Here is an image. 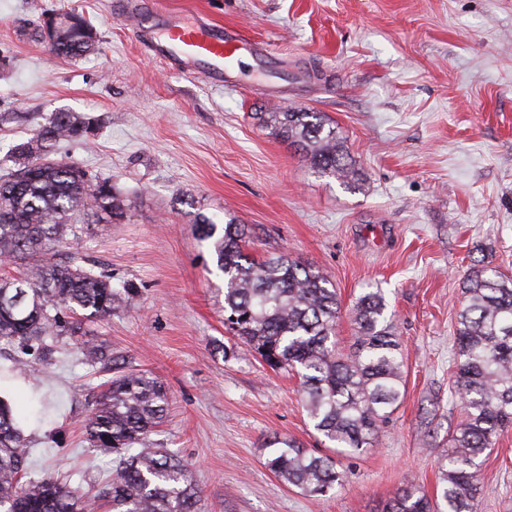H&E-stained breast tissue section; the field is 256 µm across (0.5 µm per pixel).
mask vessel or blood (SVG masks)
I'll return each mask as SVG.
<instances>
[{
  "label": "vessel or blood",
  "mask_w": 512,
  "mask_h": 512,
  "mask_svg": "<svg viewBox=\"0 0 512 512\" xmlns=\"http://www.w3.org/2000/svg\"><path fill=\"white\" fill-rule=\"evenodd\" d=\"M158 21L166 50L204 71L214 86L234 88L248 81L243 54H250L255 65L266 63L263 53L236 31L196 18L174 21L166 14Z\"/></svg>",
  "instance_id": "b4317fda"
}]
</instances>
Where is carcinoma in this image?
Here are the masks:
<instances>
[{
    "label": "carcinoma",
    "mask_w": 512,
    "mask_h": 512,
    "mask_svg": "<svg viewBox=\"0 0 512 512\" xmlns=\"http://www.w3.org/2000/svg\"><path fill=\"white\" fill-rule=\"evenodd\" d=\"M95 43L93 36H78L55 54L80 58ZM256 119L299 149L313 173L360 187L361 173L343 137L322 113L273 108ZM89 132V117L54 112L15 145L16 167L0 176V255L28 261L20 275L0 277V340L25 351L36 347L45 356L55 352L52 340L85 321L112 316L136 297L131 289L115 292L109 277L86 268L82 257L56 260L74 212L112 221L128 210L110 181L55 158L62 144L84 143ZM195 231L212 241L224 278L228 329L271 369L298 375L307 415L325 440L349 455L370 449L405 396L400 338L382 293L368 291L357 299L355 336L344 350L336 336L341 302L322 272L286 253L256 260L245 251L246 226L233 218L219 224L201 215ZM465 294L455 327L460 360L454 380L465 416L441 464L442 503L409 482L383 512H477L479 461L512 425V278L476 268L466 277ZM79 352L87 364L111 360L97 341L82 342ZM167 407L166 389L149 371L119 370L102 385L84 435L89 447L116 455L115 469L94 498L84 499L51 475L26 478L29 441L0 399V512H202L201 490L183 459L165 448H132L163 423ZM269 446L267 467L310 496L324 497L345 480L330 456H315L286 439Z\"/></svg>",
    "instance_id": "1"
}]
</instances>
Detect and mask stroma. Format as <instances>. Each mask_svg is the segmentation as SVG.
I'll list each match as a JSON object with an SVG mask.
<instances>
[{
	"label": "stroma",
	"instance_id": "1",
	"mask_svg": "<svg viewBox=\"0 0 512 512\" xmlns=\"http://www.w3.org/2000/svg\"><path fill=\"white\" fill-rule=\"evenodd\" d=\"M0 0V175L13 145L54 112L97 119L87 143L62 157L106 177L127 197L125 218L78 231L63 245L92 259L113 288L138 300L49 360L14 371L0 340V398L32 454L81 495L112 476L111 454L85 451L82 425L108 365L76 346L106 342L117 365L165 385L163 425L145 445L192 466L204 512H381L414 481L440 493L448 438L464 417L453 390L455 326L473 266L512 277V0ZM197 15L261 42L270 62L248 88L187 76L176 55L150 56L157 11ZM71 11L98 47L52 54L39 27ZM323 113L364 175L346 189L314 174L294 148L258 127L274 106ZM249 225L256 259L286 253L323 272L354 334L357 297L381 290L401 341L406 395L367 452L336 455L343 486L316 498L267 467L272 437L314 455L328 448L302 406L299 380L266 366L224 328V281L196 214ZM479 512H512V429L479 468Z\"/></svg>",
	"mask_w": 512,
	"mask_h": 512
}]
</instances>
